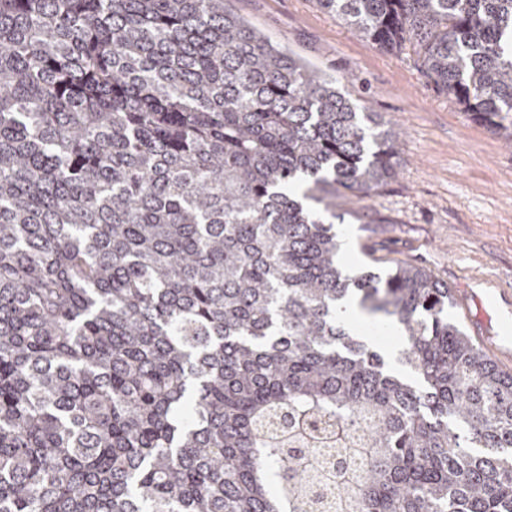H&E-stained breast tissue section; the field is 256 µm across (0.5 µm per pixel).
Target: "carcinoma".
<instances>
[{"label": "carcinoma", "instance_id": "1", "mask_svg": "<svg viewBox=\"0 0 512 512\" xmlns=\"http://www.w3.org/2000/svg\"><path fill=\"white\" fill-rule=\"evenodd\" d=\"M317 2L512 148V0ZM401 146L224 0H0V512L301 510L310 415L370 420L350 512H512V373L447 285L344 270ZM361 316H363V315L360 312V308L358 307V305L355 303L354 300H351L349 302V306L347 307L346 312L343 314V319L348 323V322H353L355 320L362 319ZM362 320H363V328L361 331H358V332L362 336L369 338L371 340L372 344L379 346L380 348L383 349V346L388 343L389 336H383V335H380L379 333L372 332L369 330V328L372 326H375V325L381 326V324L384 322H382L378 319H375L374 322H370V323H368L369 321L366 318H363Z\"/></svg>", "mask_w": 512, "mask_h": 512}]
</instances>
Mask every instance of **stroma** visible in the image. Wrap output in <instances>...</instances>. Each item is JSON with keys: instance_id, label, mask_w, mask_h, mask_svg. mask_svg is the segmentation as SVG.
<instances>
[{"instance_id": "obj_1", "label": "stroma", "mask_w": 512, "mask_h": 512, "mask_svg": "<svg viewBox=\"0 0 512 512\" xmlns=\"http://www.w3.org/2000/svg\"><path fill=\"white\" fill-rule=\"evenodd\" d=\"M224 7L401 130L395 176L345 198L343 257L356 270L405 261L447 284L450 317L512 373V149L437 90L411 50L380 48L317 0Z\"/></svg>"}]
</instances>
